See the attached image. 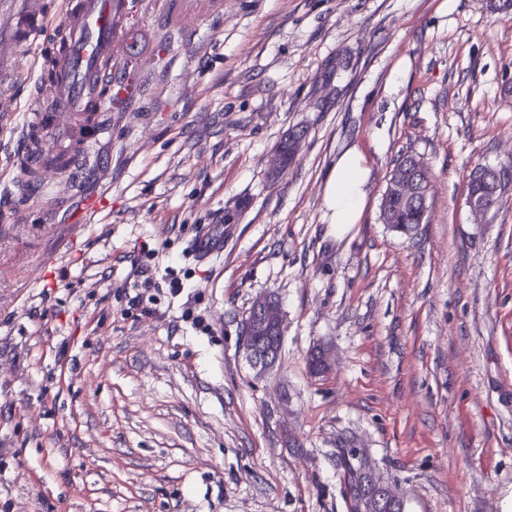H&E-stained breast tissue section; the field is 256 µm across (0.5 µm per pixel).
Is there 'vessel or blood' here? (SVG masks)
I'll return each mask as SVG.
<instances>
[{
    "label": "vessel or blood",
    "mask_w": 512,
    "mask_h": 512,
    "mask_svg": "<svg viewBox=\"0 0 512 512\" xmlns=\"http://www.w3.org/2000/svg\"><path fill=\"white\" fill-rule=\"evenodd\" d=\"M127 13V0H60L55 15L44 9L43 0H0V85L16 82L29 42L49 30H61L65 40L53 79L38 82L36 95L52 97L58 114L96 119L102 89L124 100L135 92L116 55ZM92 160L91 147H84L67 155L64 172L80 178Z\"/></svg>",
    "instance_id": "1"
}]
</instances>
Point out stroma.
Listing matches in <instances>:
<instances>
[{
    "label": "stroma",
    "instance_id": "35a3bbf8",
    "mask_svg": "<svg viewBox=\"0 0 512 512\" xmlns=\"http://www.w3.org/2000/svg\"><path fill=\"white\" fill-rule=\"evenodd\" d=\"M128 2L141 92L105 110L97 165L17 198L33 72L0 130V512H347L344 443L405 512H512V185L484 223L466 203L474 168L512 167V15L192 0L193 24L160 29L157 0ZM297 127L298 156L276 167ZM349 149L367 204L339 236L323 192ZM406 152L433 181L412 236L379 219ZM217 224L222 254L196 253ZM137 265L152 281L138 307ZM262 293L286 329L260 374L239 331ZM319 344L324 378L306 366Z\"/></svg>",
    "mask_w": 512,
    "mask_h": 512
}]
</instances>
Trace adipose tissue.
<instances>
[{
  "mask_svg": "<svg viewBox=\"0 0 512 512\" xmlns=\"http://www.w3.org/2000/svg\"><path fill=\"white\" fill-rule=\"evenodd\" d=\"M369 168L358 151L348 150L337 157L324 191V203L330 224L344 233L358 223L366 204Z\"/></svg>",
  "mask_w": 512,
  "mask_h": 512,
  "instance_id": "1",
  "label": "adipose tissue"
}]
</instances>
